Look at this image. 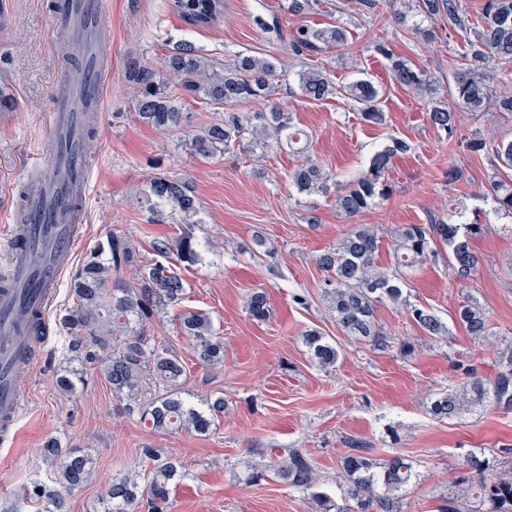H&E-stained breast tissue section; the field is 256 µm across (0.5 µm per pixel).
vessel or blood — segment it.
Instances as JSON below:
<instances>
[{
  "label": "vessel or blood",
  "instance_id": "1",
  "mask_svg": "<svg viewBox=\"0 0 512 512\" xmlns=\"http://www.w3.org/2000/svg\"><path fill=\"white\" fill-rule=\"evenodd\" d=\"M107 0H61L53 29H98L107 21ZM107 64L86 59L79 71L61 73L55 105L48 115L51 175L27 198L28 220L0 226V245L12 255L9 288L0 291V427L11 430L20 414L18 380L34 366L30 355L32 315L47 316V300L77 254L80 213L85 200L88 156L84 129L89 114L81 102L101 106Z\"/></svg>",
  "mask_w": 512,
  "mask_h": 512
}]
</instances>
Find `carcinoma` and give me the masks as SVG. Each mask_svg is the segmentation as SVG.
Segmentation results:
<instances>
[{"mask_svg": "<svg viewBox=\"0 0 512 512\" xmlns=\"http://www.w3.org/2000/svg\"><path fill=\"white\" fill-rule=\"evenodd\" d=\"M418 14L426 19L445 17L448 31L473 30L466 40L464 64L452 74L450 95L453 104L429 102L427 120L440 131L454 137L459 114L476 115L489 106L512 116V94L492 97L486 62L512 63V0H484L476 22H470L462 0H415ZM172 11L192 28H210L224 16V0H171ZM350 31L345 26H300L289 39L297 56H312L341 50L348 44ZM373 51L390 62L393 80L407 90L425 93L432 83L426 71L395 56L389 45L379 41ZM127 79L136 90L135 116L157 130H169L182 123L184 102L192 99L212 109L227 102L265 99L281 77L278 62L266 57L238 55L229 64L219 63L193 43L175 45L159 64L144 58H131ZM301 97L324 100L340 94L351 100L366 124L383 123L380 92L367 79L336 85L325 71L302 65L296 72ZM292 113L276 106L267 112L245 114L226 112L224 118L202 127L190 140L191 151L204 160L224 158L232 145L254 154L274 148H292L301 142ZM475 152H485L494 163L489 195L494 211L512 217V136L490 140L476 138ZM410 150L402 139L376 152L369 167L343 186L314 159L291 173L290 185L306 197H333L337 211L355 216L389 196L387 178L393 158ZM151 215L150 223L163 224L165 218H179L175 236L153 238L156 260L136 268L130 281L119 280L133 266L136 248L124 233L113 232L106 241L90 250L89 256L70 281L72 306L62 318L65 340L62 357L66 363L57 377L58 387L69 392L84 383V369L91 368L112 388L118 399H135L151 376L158 383L148 401L137 404L139 421L165 432H210L224 416V398L203 402L197 407L185 398L183 386L188 373L180 356L155 343L146 334V325L159 312L180 305L184 300L183 263H196L201 242L193 232L194 217L200 202L189 182L158 173L138 201ZM487 223L474 218L456 223L448 217H434L426 224H405L395 238L393 263L381 267L376 262L378 232L359 226L336 246L316 257L327 273L326 296L329 309L343 333L375 349L388 348L376 321V307L389 301L408 310L413 322L428 336L448 335V326L427 308L411 305L404 271L437 259L439 248H448V265L460 279L477 270L479 255L472 240L482 236ZM248 315L264 321L269 314L266 293L252 289L245 300ZM457 322L474 340L493 335L486 309L470 301L457 310ZM178 333L192 341L200 364L213 369L224 363V340L216 335L210 313L184 308L176 316ZM308 351L324 370L335 367L340 351L317 330L303 334ZM497 376L490 381L468 369L467 380L455 389L436 394L430 412L438 419H452L490 401L512 404V345L497 352ZM149 465L121 477L112 478L107 495L110 512H168L170 496L180 477L178 463L163 459L155 448L141 450ZM44 459L51 470L49 481L36 482L25 499L47 504L45 512H69L70 494L88 484L95 475L91 451L64 454L55 439L44 448ZM271 471L291 488L312 499L316 512H403V490L416 478L413 465L401 456L380 461L373 449L361 442L350 445L342 462L345 483L340 500L316 491L319 473L313 456L304 448H291L272 465L252 472L261 480ZM456 491L440 497L435 512H512V470L490 472V461L482 456H467L454 480Z\"/></svg>", "mask_w": 512, "mask_h": 512, "instance_id": "carcinoma-1", "label": "carcinoma"}]
</instances>
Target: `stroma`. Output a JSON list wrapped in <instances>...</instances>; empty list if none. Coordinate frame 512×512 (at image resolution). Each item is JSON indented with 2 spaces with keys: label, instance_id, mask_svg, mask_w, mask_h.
<instances>
[{
  "label": "stroma",
  "instance_id": "1",
  "mask_svg": "<svg viewBox=\"0 0 512 512\" xmlns=\"http://www.w3.org/2000/svg\"><path fill=\"white\" fill-rule=\"evenodd\" d=\"M112 14L104 32L112 68L105 102L93 122L95 138L78 257L111 232L131 237L137 262H152L153 237L172 235V224L149 223L137 200L153 174L166 172L189 180L200 200L195 234L205 246L200 261L185 267L184 304L210 313L224 339V365L203 369L176 333L175 315H158L148 335L164 341L186 362L184 386L191 400L223 397L222 420L206 435L164 434L141 425L95 371L71 393L56 383L65 333L61 317L71 306L69 277H62L50 310L49 328L37 363L19 381L24 397L15 437L0 442V512L21 503L26 488L46 477L42 449L46 438L64 448L91 449L96 475L70 498L71 512H107L106 489L113 476L141 462L150 446L180 461L184 476L171 494L170 512H315L311 499L269 476L247 479L241 461L256 453L264 464L269 450L309 449L321 475V491L341 494L338 473L351 441L372 448L376 458L402 455L412 460L417 477L403 497V512H434L440 495L468 454L493 458L512 447V406L492 404L456 418L438 420L430 412L435 393L465 381V366L487 379L496 376L495 354L512 343V218L493 220L472 248L483 261L467 280L457 279L446 255L408 270L409 300L429 308L449 329L442 338L426 336L405 308L387 303L376 309L378 323L391 339L375 350L343 335L331 319L323 291L326 274L315 263L358 225L380 236L379 265L392 261V245L405 224L426 223L455 204L483 207L493 178L484 153L470 140L512 133V117L495 109L464 115L455 137H447L426 119L429 99L449 100V81L461 62L465 38L449 35L448 23H432V41L401 23L402 0H378L373 12L357 10L356 0H321L316 13L292 16L286 0H224V17L214 27L192 29L171 10L170 0H110ZM52 0H0V93L15 105L0 110V200L18 197L22 188L48 177L47 115L64 59V34L52 31ZM346 25L351 37L344 52H323L311 61L341 84L364 75L380 91L385 120L364 125L350 101L336 96L322 102L300 97L294 78L299 57L289 35L300 25ZM187 39L212 59L228 63L238 54L277 58L285 75L271 102L243 104L261 112L277 104L293 113L307 135V149H288L255 157L237 150L223 159L203 161L190 150L192 134L221 114L197 103L184 109L181 126L159 133L136 121V92L125 76L128 57L159 62L173 43ZM388 42L395 55L411 61L434 80L432 97L412 93L393 82L387 60L372 46ZM404 139L407 153L394 158L392 193L357 216L336 211L331 199L308 198L292 189L289 175L309 156L344 184L363 172L372 152L390 138ZM464 176L448 184L449 166ZM316 223H309V216ZM274 242L275 254L260 253L256 235ZM264 289L270 316L252 320L244 307L249 289ZM488 311L491 344L473 340L455 320L467 299ZM319 329L341 347L335 368L316 366L302 342ZM414 350L403 354L400 345Z\"/></svg>",
  "mask_w": 512,
  "mask_h": 512
}]
</instances>
